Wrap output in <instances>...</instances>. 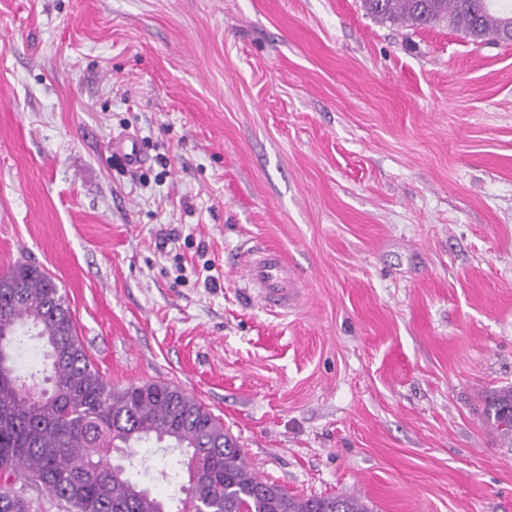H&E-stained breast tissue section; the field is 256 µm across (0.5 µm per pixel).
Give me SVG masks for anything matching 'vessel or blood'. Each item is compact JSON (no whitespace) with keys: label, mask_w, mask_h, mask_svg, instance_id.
Wrapping results in <instances>:
<instances>
[{"label":"vessel or blood","mask_w":512,"mask_h":512,"mask_svg":"<svg viewBox=\"0 0 512 512\" xmlns=\"http://www.w3.org/2000/svg\"><path fill=\"white\" fill-rule=\"evenodd\" d=\"M112 154L132 171L140 169L146 161L140 139L129 133L113 137ZM247 276L265 305L285 310L293 307L299 298L298 279L277 250L254 251L247 262Z\"/></svg>","instance_id":"b4317fda"}]
</instances>
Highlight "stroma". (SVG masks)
<instances>
[{"label":"stroma","instance_id":"obj_1","mask_svg":"<svg viewBox=\"0 0 512 512\" xmlns=\"http://www.w3.org/2000/svg\"><path fill=\"white\" fill-rule=\"evenodd\" d=\"M257 247L289 311L245 282ZM23 258L105 378L186 389L288 492L512 512L484 415L512 386V43L361 0H0V271ZM112 155L118 157L131 171L140 169L146 161L142 142L136 135L129 133L112 138ZM251 256L247 262V276L257 291L258 299L265 305L288 311L300 295L293 269L275 249H259Z\"/></svg>","mask_w":512,"mask_h":512}]
</instances>
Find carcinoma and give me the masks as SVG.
<instances>
[{
    "label": "carcinoma",
    "mask_w": 512,
    "mask_h": 512,
    "mask_svg": "<svg viewBox=\"0 0 512 512\" xmlns=\"http://www.w3.org/2000/svg\"><path fill=\"white\" fill-rule=\"evenodd\" d=\"M361 0L379 22L424 28L446 20L475 40L512 15L503 0ZM39 329L42 370L27 371L19 329ZM46 373V389L35 375ZM485 415L512 439V386L486 401ZM155 439L179 451L186 481L168 501L111 462ZM40 487L73 512H367L348 494L301 497L262 479L223 420L186 390L149 381L117 387L90 362L63 289L42 267L18 260L0 273V512H29Z\"/></svg>",
    "instance_id": "carcinoma-1"
}]
</instances>
